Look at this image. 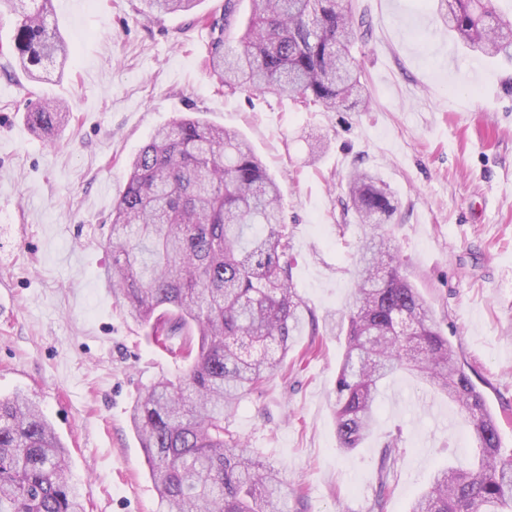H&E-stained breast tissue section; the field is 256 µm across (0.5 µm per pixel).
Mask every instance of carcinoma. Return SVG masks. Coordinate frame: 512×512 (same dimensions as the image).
Instances as JSON below:
<instances>
[{
	"instance_id": "carcinoma-1",
	"label": "carcinoma",
	"mask_w": 512,
	"mask_h": 512,
	"mask_svg": "<svg viewBox=\"0 0 512 512\" xmlns=\"http://www.w3.org/2000/svg\"><path fill=\"white\" fill-rule=\"evenodd\" d=\"M160 14L194 13L199 0H142ZM224 0L221 14L194 18L210 30L207 65L220 87L276 90L305 108L359 106L361 72L351 48L367 21L352 0ZM440 21L469 51L512 61V15L489 0H431ZM16 15L13 41L0 56L30 80L68 45L50 22L51 0H0ZM62 102L40 97L29 119L40 131L64 125ZM359 223L395 211L387 183L362 169L347 180ZM106 276L131 315L151 328L154 345L183 367L161 378L131 408L144 449L157 512H267L288 498L279 469L254 458L231 428L241 399L284 368L304 323L318 319L292 278V244L280 188L237 133L185 116L158 129L130 163L108 240ZM355 285L342 316L346 345L336 375L339 449L372 433L383 381L405 371L452 399L476 450L470 468L438 469L407 512H512V448L469 367L438 330L429 306L401 274L382 235L358 246ZM399 438L383 446L380 491ZM0 512H85L69 483L66 450L38 404L0 397Z\"/></svg>"
}]
</instances>
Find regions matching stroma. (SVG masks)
<instances>
[{"instance_id":"stroma-1","label":"stroma","mask_w":512,"mask_h":512,"mask_svg":"<svg viewBox=\"0 0 512 512\" xmlns=\"http://www.w3.org/2000/svg\"><path fill=\"white\" fill-rule=\"evenodd\" d=\"M419 0H353L371 24L356 42L366 105L306 109L284 92L218 91L209 31L156 16L140 0H52L69 55L30 83L0 71V395L36 399L69 453L86 512H155L129 413L160 376L181 371L147 339L105 276L112 209L128 163L182 116L239 132L280 185L293 282L318 319L335 320L353 286L364 229L347 210L361 166L394 194L382 230L500 422L512 448V63L463 48ZM63 100L51 134L27 122V88ZM330 146L317 151L315 141ZM336 333L303 330L286 375L245 398L233 427L303 489L290 512H370L380 451L401 444L387 512H405L442 465H467L454 404L392 376L371 436L338 448L332 402L344 352Z\"/></svg>"}]
</instances>
